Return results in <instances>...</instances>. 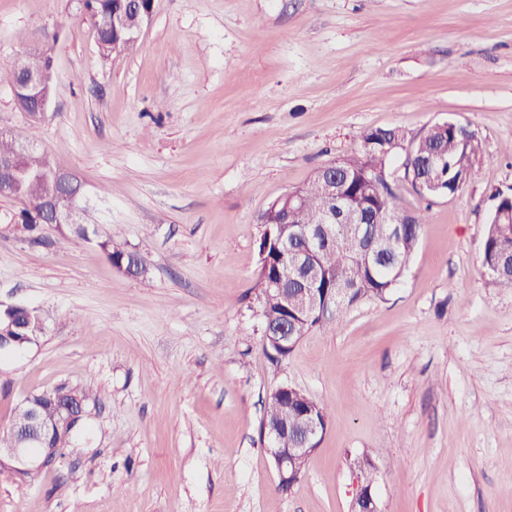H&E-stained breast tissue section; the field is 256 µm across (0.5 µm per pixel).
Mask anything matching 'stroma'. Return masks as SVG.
I'll list each match as a JSON object with an SVG mask.
<instances>
[{
	"label": "stroma",
	"mask_w": 512,
	"mask_h": 512,
	"mask_svg": "<svg viewBox=\"0 0 512 512\" xmlns=\"http://www.w3.org/2000/svg\"><path fill=\"white\" fill-rule=\"evenodd\" d=\"M51 46L54 95L0 125L77 173L87 221L148 261L115 269L93 244L10 229L0 199V303L45 317L38 346L0 361V427L61 384L92 399L41 478L0 476V512H350L370 454L380 512H512V290L485 275L497 192H512V0H154L132 54L102 58L76 0H0V65ZM474 129L482 156L427 223L385 299L305 336L280 367L263 349L257 218L364 130L417 139ZM324 402L321 444L278 490L265 400L281 384Z\"/></svg>",
	"instance_id": "obj_1"
}]
</instances>
